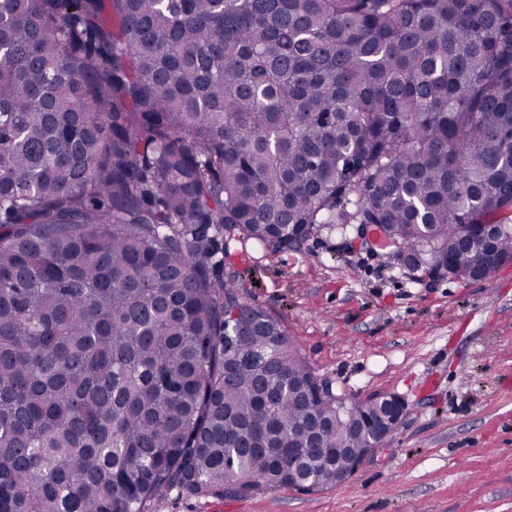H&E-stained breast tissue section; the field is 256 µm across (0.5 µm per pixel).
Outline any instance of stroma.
<instances>
[{
    "instance_id": "obj_1",
    "label": "stroma",
    "mask_w": 512,
    "mask_h": 512,
    "mask_svg": "<svg viewBox=\"0 0 512 512\" xmlns=\"http://www.w3.org/2000/svg\"><path fill=\"white\" fill-rule=\"evenodd\" d=\"M224 270L334 392L395 394L407 414L344 486L172 493L151 512H512V264L434 280L370 251L354 225L324 224L276 254L233 242Z\"/></svg>"
}]
</instances>
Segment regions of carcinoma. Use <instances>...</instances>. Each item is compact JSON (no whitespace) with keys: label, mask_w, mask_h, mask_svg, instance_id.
<instances>
[{"label":"carcinoma","mask_w":512,"mask_h":512,"mask_svg":"<svg viewBox=\"0 0 512 512\" xmlns=\"http://www.w3.org/2000/svg\"><path fill=\"white\" fill-rule=\"evenodd\" d=\"M321 224L512 257V0H0V512L328 482L364 441L222 275Z\"/></svg>","instance_id":"1"}]
</instances>
